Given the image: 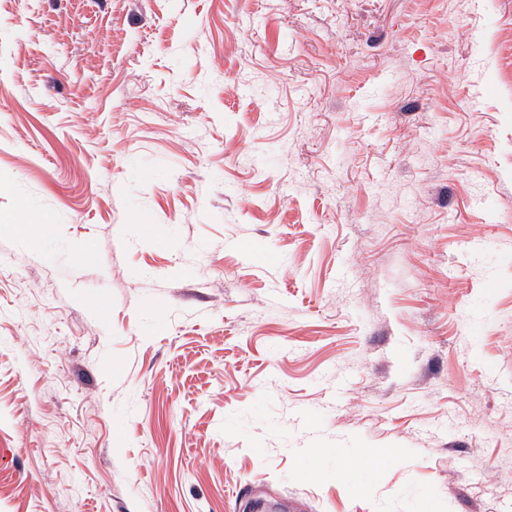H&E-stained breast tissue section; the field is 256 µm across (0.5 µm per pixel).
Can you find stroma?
<instances>
[{
	"label": "stroma",
	"instance_id": "obj_1",
	"mask_svg": "<svg viewBox=\"0 0 512 512\" xmlns=\"http://www.w3.org/2000/svg\"><path fill=\"white\" fill-rule=\"evenodd\" d=\"M1 214L0 512H512V0H0Z\"/></svg>",
	"mask_w": 512,
	"mask_h": 512
}]
</instances>
